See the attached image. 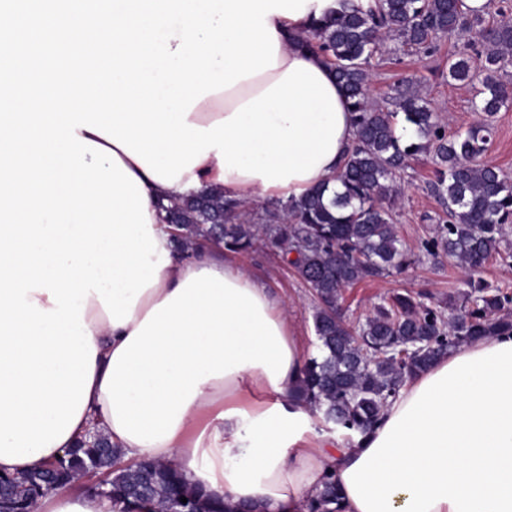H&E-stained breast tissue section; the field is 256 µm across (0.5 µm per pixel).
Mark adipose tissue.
I'll use <instances>...</instances> for the list:
<instances>
[{"label":"adipose tissue","instance_id":"ef3b65f1","mask_svg":"<svg viewBox=\"0 0 512 512\" xmlns=\"http://www.w3.org/2000/svg\"><path fill=\"white\" fill-rule=\"evenodd\" d=\"M317 9L312 0L297 19L270 14L276 68L205 97L187 121L206 127L231 115L299 61L320 71L336 94L343 129L334 156L311 178L267 188L262 179L222 172L212 154L171 186L121 154L143 184L169 263L122 326L88 297L84 322L97 353L79 422L63 444L23 463L0 459V471L36 469L98 429L123 460L174 464L230 508L308 512L329 478L343 512H512V332L439 356L405 382L367 432L319 434L314 412L296 397L308 356L280 304L222 251L179 252L161 219L162 207L207 188L275 201L334 182L354 141L355 116L325 57L299 39ZM108 508L95 496L57 490L39 499L36 512Z\"/></svg>","mask_w":512,"mask_h":512}]
</instances>
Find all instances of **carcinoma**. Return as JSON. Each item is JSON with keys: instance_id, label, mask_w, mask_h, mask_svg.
<instances>
[{"instance_id": "carcinoma-1", "label": "carcinoma", "mask_w": 512, "mask_h": 512, "mask_svg": "<svg viewBox=\"0 0 512 512\" xmlns=\"http://www.w3.org/2000/svg\"><path fill=\"white\" fill-rule=\"evenodd\" d=\"M472 10L463 0H370L345 5L315 22L302 42L328 58L349 107L356 136L336 178L339 187L312 188L298 200L267 204L246 215L241 203L220 189L192 194L166 209L165 221L181 225L182 250L208 239L220 223L224 248L237 254L257 249L294 255L296 276L314 297L312 315L318 354L305 364L297 397L323 421L350 431L376 424L389 399L440 355L478 336L512 331V293L478 280L448 308L421 300L423 294H396L379 304L365 322L349 325L339 306L344 289L362 280L400 273L411 259L382 201L397 193V172L421 153H433L435 181L430 191L446 204L447 219L421 241L429 256L448 255L475 272L500 253L505 226L512 224V183L482 160L490 126L473 124L447 135L440 116L411 81L395 89L399 112L369 100L370 68L384 40L429 54L438 38L468 33L484 46L482 74L461 53L448 64V80L475 88L472 107L488 116L512 100L500 71L512 65V15ZM403 113L413 129L405 138L395 118ZM117 448L99 456L78 444L56 459L59 476L88 463L112 471L116 512H227L185 483L170 463L140 460L116 466ZM187 502H181V498ZM309 512H340L336 483L327 479L310 501Z\"/></svg>"}]
</instances>
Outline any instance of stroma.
Here are the masks:
<instances>
[{"instance_id":"obj_1","label":"stroma","mask_w":512,"mask_h":512,"mask_svg":"<svg viewBox=\"0 0 512 512\" xmlns=\"http://www.w3.org/2000/svg\"><path fill=\"white\" fill-rule=\"evenodd\" d=\"M471 41L468 35L443 38L432 54H406L399 51L394 42H387L382 57L374 61L371 68L372 101L388 106L394 88L402 81L411 80L430 99L434 112L445 119L448 134L490 121L493 136L484 159L512 181V103L502 107L492 118H485L483 113L472 109L473 88L449 81L447 77L449 58L467 49ZM433 178L434 164L423 154L410 159L405 171L397 177V194L389 207L398 235L414 261L402 273L363 281L346 289L341 305L348 322L364 321L383 297L395 292L426 290L437 301L445 303L468 291L475 274L455 259L443 255L427 257L419 250L421 240L444 215L443 206L429 191ZM239 261L287 308L304 349L315 348L311 292L293 269L282 262L280 256L266 251L241 255Z\"/></svg>"}]
</instances>
